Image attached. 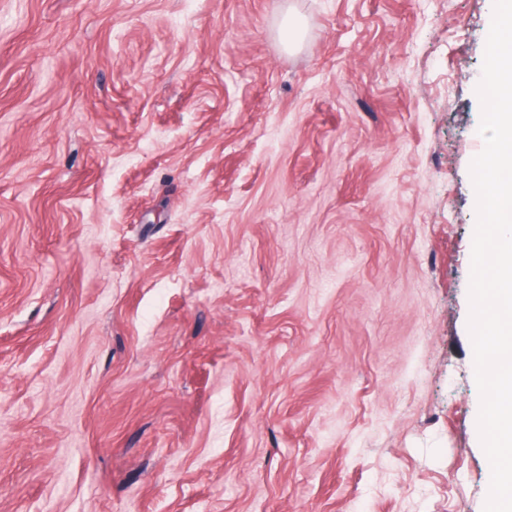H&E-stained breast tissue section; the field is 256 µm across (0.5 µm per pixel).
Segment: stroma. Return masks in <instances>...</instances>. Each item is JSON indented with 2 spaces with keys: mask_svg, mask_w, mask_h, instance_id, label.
I'll use <instances>...</instances> for the list:
<instances>
[{
  "mask_svg": "<svg viewBox=\"0 0 512 512\" xmlns=\"http://www.w3.org/2000/svg\"><path fill=\"white\" fill-rule=\"evenodd\" d=\"M490 4L0 0V512H484Z\"/></svg>",
  "mask_w": 512,
  "mask_h": 512,
  "instance_id": "1",
  "label": "stroma"
}]
</instances>
